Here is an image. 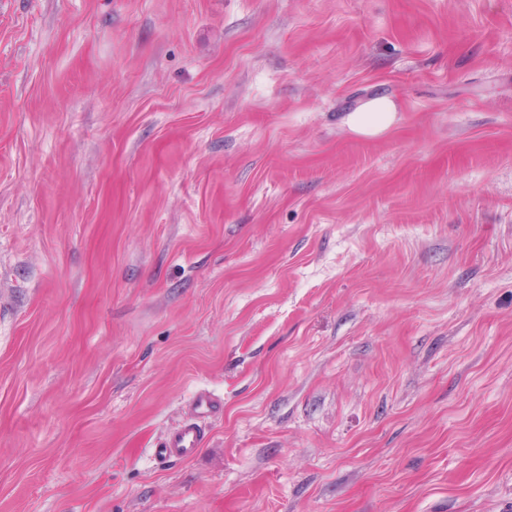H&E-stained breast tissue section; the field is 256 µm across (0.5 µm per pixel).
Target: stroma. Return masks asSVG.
Returning <instances> with one entry per match:
<instances>
[{
  "label": "stroma",
  "instance_id": "stroma-1",
  "mask_svg": "<svg viewBox=\"0 0 512 512\" xmlns=\"http://www.w3.org/2000/svg\"><path fill=\"white\" fill-rule=\"evenodd\" d=\"M0 512H512V0H0ZM397 112L396 103L387 97L373 98L352 112L343 121L349 130L364 137H376L393 125ZM190 416L161 445L155 454L162 458H191L205 443L204 433L196 418L212 414L218 403L207 392L197 393L190 402Z\"/></svg>",
  "mask_w": 512,
  "mask_h": 512
}]
</instances>
